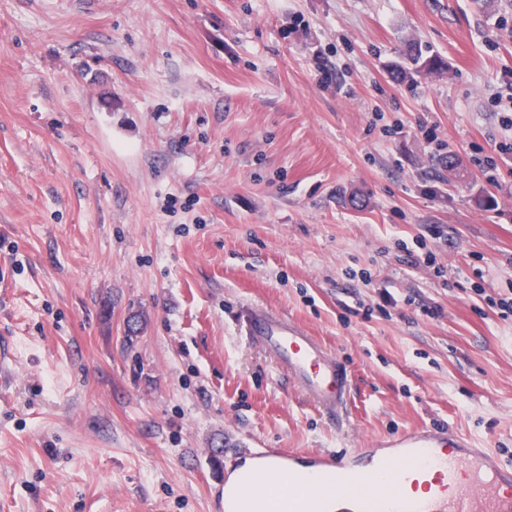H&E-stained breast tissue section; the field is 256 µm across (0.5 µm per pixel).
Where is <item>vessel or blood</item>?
<instances>
[{
  "mask_svg": "<svg viewBox=\"0 0 512 512\" xmlns=\"http://www.w3.org/2000/svg\"><path fill=\"white\" fill-rule=\"evenodd\" d=\"M238 323L287 373L290 381L325 417L342 420L352 378L335 356L288 317L244 308ZM258 468L303 472L289 498L290 512L330 496L350 501L349 512H512V462L473 447L454 429L419 427L362 448L315 453L255 448ZM428 490L420 499L418 490ZM248 481H225L224 512L257 495Z\"/></svg>",
  "mask_w": 512,
  "mask_h": 512,
  "instance_id": "b4317fda",
  "label": "vessel or blood"
}]
</instances>
